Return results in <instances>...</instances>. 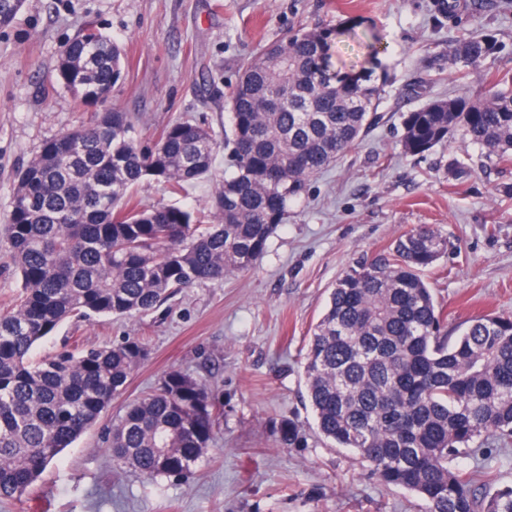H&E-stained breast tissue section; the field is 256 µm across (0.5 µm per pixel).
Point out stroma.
I'll return each mask as SVG.
<instances>
[{
    "mask_svg": "<svg viewBox=\"0 0 512 512\" xmlns=\"http://www.w3.org/2000/svg\"><path fill=\"white\" fill-rule=\"evenodd\" d=\"M471 3L458 0L452 13L447 0H24L0 29V225L17 171L94 113L75 105L56 74L62 44L87 26L124 50L112 103L131 115L147 148L176 119L223 135L227 97L243 68L299 26L351 17L373 29L386 82L359 143L306 181L252 269L179 291L143 316L69 320L33 351L38 360L136 336L148 357L29 498L0 500V512H419L416 496L383 486L353 453L315 436L305 448L280 447L268 423L290 417L312 426L301 349L332 284L415 226L436 225L450 243L422 272L448 331L488 313L512 316V162L488 163L462 138L418 156L400 142L403 114L456 94L463 82L480 91L489 71L512 67V0H482L478 19ZM479 25L500 51L458 80L448 71V43ZM456 159L468 168L459 179L448 172ZM230 165L229 149L219 148L208 180L181 195L150 182L135 198L204 208ZM173 367L220 391L216 444L185 477L152 481L116 468L108 453L113 417Z\"/></svg>",
    "mask_w": 512,
    "mask_h": 512,
    "instance_id": "stroma-1",
    "label": "stroma"
}]
</instances>
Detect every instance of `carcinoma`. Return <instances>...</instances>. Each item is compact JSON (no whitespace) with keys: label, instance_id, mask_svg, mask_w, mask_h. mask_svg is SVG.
<instances>
[{"label":"carcinoma","instance_id":"obj_1","mask_svg":"<svg viewBox=\"0 0 512 512\" xmlns=\"http://www.w3.org/2000/svg\"><path fill=\"white\" fill-rule=\"evenodd\" d=\"M23 3L0 0V28ZM354 28L298 27L255 53L228 97L234 171L203 211L133 199L145 182L178 194L208 178L219 145L190 120L166 124L145 149L129 113L98 112L19 172L0 227L20 281L0 314V499L22 500L148 356L137 337L34 360L37 345L70 318L142 316L179 289L250 270L304 181L357 144L381 86L364 66L328 63ZM495 54L493 35L472 32L448 43V71L463 80ZM57 76L80 104L104 103L123 77V51L88 28L63 45ZM402 125L409 155L461 137L489 161H511L512 69L492 73L479 95L405 113ZM447 251L437 230L415 228L336 279L304 356L314 432L359 455L384 486L416 494L421 512H512V485L480 497L475 476L452 467L481 453V437L512 438V317L488 314L448 334L421 277ZM222 416L214 388L171 369L125 403L112 462L147 479L184 476L209 453ZM271 430L283 448L309 447L292 418Z\"/></svg>","mask_w":512,"mask_h":512}]
</instances>
